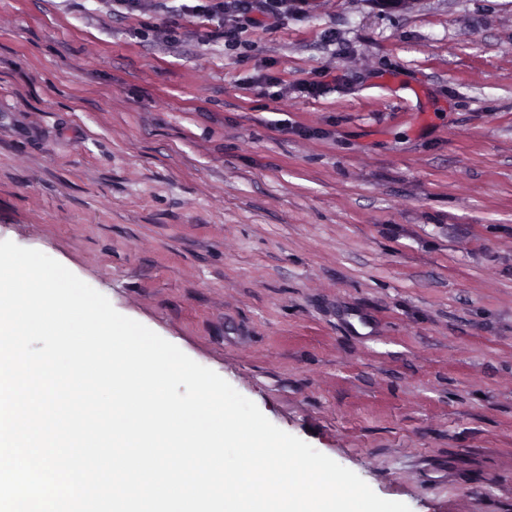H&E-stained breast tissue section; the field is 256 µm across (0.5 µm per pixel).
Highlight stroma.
Masks as SVG:
<instances>
[{
	"label": "stroma",
	"mask_w": 512,
	"mask_h": 512,
	"mask_svg": "<svg viewBox=\"0 0 512 512\" xmlns=\"http://www.w3.org/2000/svg\"><path fill=\"white\" fill-rule=\"evenodd\" d=\"M197 2L0 0V240L380 497L512 512V0ZM239 3L240 7V28L249 27L256 24V18H253L250 13L253 10H258L263 14L278 16L276 11L273 9L274 1L278 0H235Z\"/></svg>",
	"instance_id": "1"
}]
</instances>
